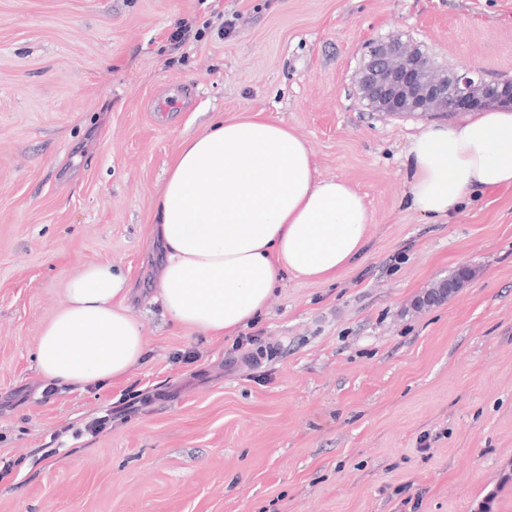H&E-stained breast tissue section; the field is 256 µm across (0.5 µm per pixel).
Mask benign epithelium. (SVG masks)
<instances>
[{
  "mask_svg": "<svg viewBox=\"0 0 512 512\" xmlns=\"http://www.w3.org/2000/svg\"><path fill=\"white\" fill-rule=\"evenodd\" d=\"M360 101L380 112L454 113L512 100V86L500 87L471 70L448 65L430 67L420 47L392 34L385 41L366 44L357 73ZM462 286L457 280L441 279L417 299L418 308L441 302Z\"/></svg>",
  "mask_w": 512,
  "mask_h": 512,
  "instance_id": "7a95c632",
  "label": "benign epithelium"
}]
</instances>
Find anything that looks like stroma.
Returning a JSON list of instances; mask_svg holds the SVG:
<instances>
[{"label": "stroma", "instance_id": "1", "mask_svg": "<svg viewBox=\"0 0 512 512\" xmlns=\"http://www.w3.org/2000/svg\"><path fill=\"white\" fill-rule=\"evenodd\" d=\"M391 34L512 83V0H0V512H512V188L448 224L403 204L402 150L441 116L360 102L364 45ZM247 109L373 222L336 280L286 278L213 342L153 301L145 237L182 142ZM96 263L129 272L147 358L123 385L47 393L40 332ZM464 281L441 279L435 282L421 298H418L415 306L421 308L441 302L448 297V294L459 289Z\"/></svg>", "mask_w": 512, "mask_h": 512}]
</instances>
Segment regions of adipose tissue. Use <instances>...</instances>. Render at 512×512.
<instances>
[{
	"label": "adipose tissue",
	"mask_w": 512,
	"mask_h": 512,
	"mask_svg": "<svg viewBox=\"0 0 512 512\" xmlns=\"http://www.w3.org/2000/svg\"><path fill=\"white\" fill-rule=\"evenodd\" d=\"M404 158L409 207L448 219L474 193L512 188V108L430 123ZM371 221L350 184L318 176L307 143L283 121L251 110L216 119L184 140L155 199L154 298L176 326L233 335L287 275L336 279L365 252ZM132 289L109 263L69 279L39 336L36 376L81 392L127 380L145 357L144 327L128 313Z\"/></svg>",
	"instance_id": "obj_1"
}]
</instances>
